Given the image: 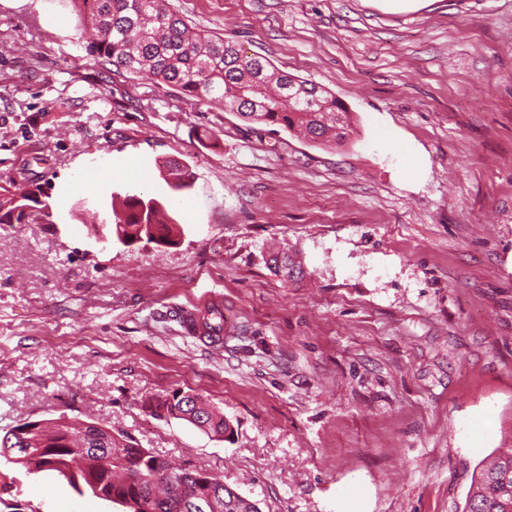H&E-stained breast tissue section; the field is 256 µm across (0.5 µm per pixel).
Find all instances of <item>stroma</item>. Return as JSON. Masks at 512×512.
I'll use <instances>...</instances> for the list:
<instances>
[{
    "label": "stroma",
    "mask_w": 512,
    "mask_h": 512,
    "mask_svg": "<svg viewBox=\"0 0 512 512\" xmlns=\"http://www.w3.org/2000/svg\"><path fill=\"white\" fill-rule=\"evenodd\" d=\"M170 5L331 90L355 133L326 148L103 76L70 0H0V185L51 205L0 224V434L97 422L262 512H463L512 448V0ZM133 194L163 202L177 245L113 238L111 199ZM273 246L303 283L268 269ZM206 295L218 353L181 322ZM176 390L231 438L156 416ZM9 474L0 512H122ZM161 172L173 190L185 191L192 185V173L177 160H165L161 165ZM165 171V172H164Z\"/></svg>",
    "instance_id": "obj_1"
}]
</instances>
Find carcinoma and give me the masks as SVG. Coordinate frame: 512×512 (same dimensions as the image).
Returning <instances> with one entry per match:
<instances>
[{"label": "carcinoma", "mask_w": 512, "mask_h": 512, "mask_svg": "<svg viewBox=\"0 0 512 512\" xmlns=\"http://www.w3.org/2000/svg\"><path fill=\"white\" fill-rule=\"evenodd\" d=\"M89 34L85 50L103 68L147 76L175 88L191 105L208 103L237 113L248 122L278 125L325 147L345 145L354 133L345 105L318 84L277 70L264 57L248 54L233 37L201 34L189 28L168 0H70ZM161 168L170 187L185 191L192 173L177 160ZM38 187L20 192L0 186V224L22 222L33 212L49 209ZM115 236L125 244L142 240L175 243L170 225L159 220L163 205L154 198L127 195L111 201ZM285 283L305 271L286 252L266 260ZM156 412L185 420L217 436L233 433L224 415L199 396L175 391L160 399ZM13 449L15 463L27 470L55 471L78 493L128 504L127 512H261L206 471L168 465L128 437L98 423L69 420L26 422L0 435V449ZM183 476L175 491L158 473ZM464 512H512V449L489 461L473 478Z\"/></svg>", "instance_id": "obj_1"}]
</instances>
